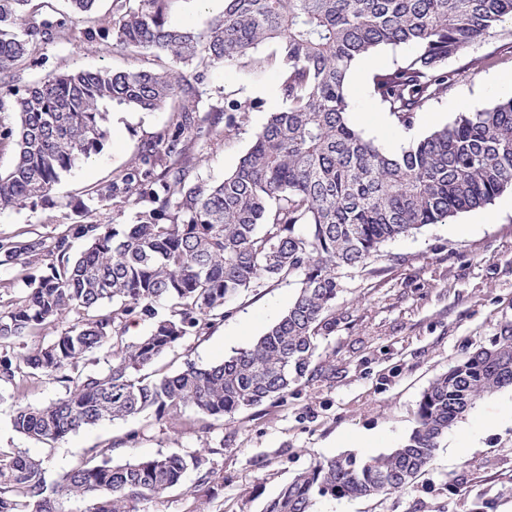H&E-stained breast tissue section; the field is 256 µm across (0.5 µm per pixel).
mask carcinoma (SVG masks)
<instances>
[{"mask_svg": "<svg viewBox=\"0 0 512 512\" xmlns=\"http://www.w3.org/2000/svg\"><path fill=\"white\" fill-rule=\"evenodd\" d=\"M98 0H0V209L46 198L76 162L110 135L112 102L154 111L172 106L169 124L140 162L95 186L75 207L79 220L46 241L0 237V266L21 270L0 282V386L40 377L66 394L40 407L19 405L18 434L45 442L101 421L190 407L205 427L277 401L312 375L317 337L336 325L342 270L428 224L491 204L512 190V97L458 112L446 125L390 154L365 138L350 116L347 76L387 45L414 52L376 71L371 91L396 125L454 84L448 58L499 35L512 0H224L201 32L168 21L174 0H112V23ZM92 48L150 55L152 70H80L19 85L48 47L76 36ZM267 61L280 69L285 103L269 113L236 168L220 182L192 176L200 141L235 126L199 103L212 68ZM136 208L132 224H102L110 205ZM83 240L77 253L73 243ZM295 283L288 310L253 345L221 364L160 375L156 361L186 336L224 322L229 302L272 283ZM8 299H3V296ZM151 324L136 342L129 324ZM46 345L18 348L27 336ZM105 362L104 370L88 365ZM512 385V332L437 377L423 392L416 426L378 456L349 453L296 475L263 512H310L318 497H378L407 490L430 467L439 440L481 398ZM136 434L94 448L60 481L20 448H0V512H135V504L179 485L193 469L207 484L204 448L113 464Z\"/></svg>", "mask_w": 512, "mask_h": 512, "instance_id": "1", "label": "carcinoma"}]
</instances>
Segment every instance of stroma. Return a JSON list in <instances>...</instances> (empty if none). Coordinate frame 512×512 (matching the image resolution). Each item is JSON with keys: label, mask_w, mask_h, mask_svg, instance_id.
Wrapping results in <instances>:
<instances>
[{"label": "stroma", "mask_w": 512, "mask_h": 512, "mask_svg": "<svg viewBox=\"0 0 512 512\" xmlns=\"http://www.w3.org/2000/svg\"><path fill=\"white\" fill-rule=\"evenodd\" d=\"M411 46H384L352 68L347 83L351 117L363 135L389 153L409 136L448 123L455 113L495 101L490 78L512 73V53L499 39L473 46L448 61L457 73L448 95L417 114L404 132L371 92L375 70L402 60ZM43 65L27 69L22 82L79 69L114 72L150 67L146 56L118 49H90L82 39L46 51ZM280 71L226 65L211 70L201 111H223L228 101L245 104L238 128L211 142L194 173L222 180L249 148L270 112L282 109ZM260 109H249L252 101ZM168 109L153 112L113 107L111 135L100 151L80 160L56 183L48 200L0 210V236L21 233L50 239L62 231L65 204L138 160L167 125ZM512 191L487 207L463 212L386 243L366 266L344 270L337 295L336 325L318 338L314 378L295 385L284 400L240 411L203 429L190 409L156 419L140 415L104 421L56 443L16 433L17 404L39 407L64 397L63 383L45 377L21 394L0 390V447L24 448L43 461L48 480L59 479L89 450L136 433L133 445L115 452L122 463L173 451L210 449L208 466L217 480L198 482L187 472L180 485L141 502L138 512H262L265 504L315 461L347 453L375 456L400 446L415 427L424 390L451 367L490 347L512 331ZM294 285L281 283L247 293L223 323L203 336L185 337L156 364L170 374L187 365L207 368L247 348L276 323L290 305ZM372 432L377 442L362 444ZM477 441H468L470 433ZM312 512H512V387L479 400L445 435L432 465L410 489L377 498H317Z\"/></svg>", "instance_id": "1"}]
</instances>
